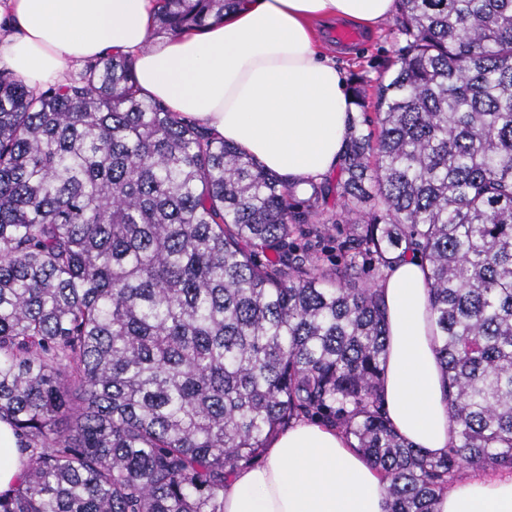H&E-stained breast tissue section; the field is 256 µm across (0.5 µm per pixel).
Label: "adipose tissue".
<instances>
[{
	"label": "adipose tissue",
	"instance_id": "ef3b65f1",
	"mask_svg": "<svg viewBox=\"0 0 512 512\" xmlns=\"http://www.w3.org/2000/svg\"><path fill=\"white\" fill-rule=\"evenodd\" d=\"M153 0H0V67L32 88L119 51L141 91L259 159L302 191L338 167L349 132L346 84L312 28L320 19L371 28L396 0H244L207 30L154 39ZM427 267L406 257L379 288L388 324L383 408L430 455L455 445L427 321ZM224 512H388L381 474L342 434L288 427L260 464L224 489ZM435 512H512V473L463 476Z\"/></svg>",
	"mask_w": 512,
	"mask_h": 512
}]
</instances>
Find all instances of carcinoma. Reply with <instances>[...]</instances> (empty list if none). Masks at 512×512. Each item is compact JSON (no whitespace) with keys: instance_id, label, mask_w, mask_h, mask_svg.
Segmentation results:
<instances>
[{"instance_id":"1","label":"carcinoma","mask_w":512,"mask_h":512,"mask_svg":"<svg viewBox=\"0 0 512 512\" xmlns=\"http://www.w3.org/2000/svg\"><path fill=\"white\" fill-rule=\"evenodd\" d=\"M377 131L306 197L145 98L123 53L32 90L0 69V419L23 458L0 512H224L297 420L353 440L389 512L465 468L512 469V0H398ZM240 0H156L155 33ZM350 103L369 106L353 73ZM336 193L342 262L290 242ZM419 256L458 441L430 456L381 400L378 288Z\"/></svg>"}]
</instances>
